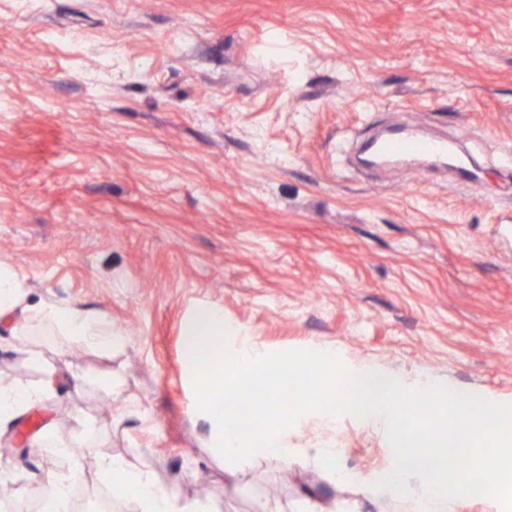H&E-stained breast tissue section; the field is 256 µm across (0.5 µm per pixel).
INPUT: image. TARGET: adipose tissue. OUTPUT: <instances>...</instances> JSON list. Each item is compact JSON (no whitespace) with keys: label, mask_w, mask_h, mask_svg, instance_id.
Listing matches in <instances>:
<instances>
[{"label":"adipose tissue","mask_w":512,"mask_h":512,"mask_svg":"<svg viewBox=\"0 0 512 512\" xmlns=\"http://www.w3.org/2000/svg\"><path fill=\"white\" fill-rule=\"evenodd\" d=\"M29 311L70 343L95 352L109 355L127 344L126 336L112 329L97 312L53 301L31 307L29 292L17 272L0 264V316ZM97 465L102 476L112 479L113 499L129 502L132 512H213L207 502L183 501L172 496L156 483L149 470L124 458L102 455ZM80 474V466L75 463L65 472L48 475L39 488L42 512H70L71 488Z\"/></svg>","instance_id":"ef3b65f1"}]
</instances>
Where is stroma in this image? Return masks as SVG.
Segmentation results:
<instances>
[{
    "label": "stroma",
    "instance_id": "1",
    "mask_svg": "<svg viewBox=\"0 0 512 512\" xmlns=\"http://www.w3.org/2000/svg\"><path fill=\"white\" fill-rule=\"evenodd\" d=\"M398 115L457 141L478 177L359 165ZM504 224L512 0H0V263L32 301L100 312L129 340L106 357L0 319V383L55 371L0 429L28 448L0 454V512H40L36 478L69 467L58 449L88 423L71 512H101V454L183 499L207 479L216 512H403L334 482L316 426L293 428L290 460L233 469L207 445L183 326L207 305L269 353L332 346L512 404ZM336 446L364 478L394 463L351 414ZM283 471L294 483L268 495Z\"/></svg>",
    "mask_w": 512,
    "mask_h": 512
}]
</instances>
